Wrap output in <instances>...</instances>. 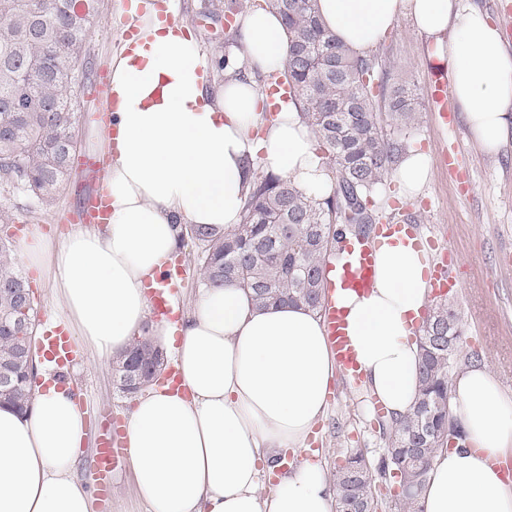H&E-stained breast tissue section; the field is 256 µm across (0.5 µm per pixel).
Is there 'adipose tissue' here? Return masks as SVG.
<instances>
[{
    "label": "adipose tissue",
    "mask_w": 512,
    "mask_h": 512,
    "mask_svg": "<svg viewBox=\"0 0 512 512\" xmlns=\"http://www.w3.org/2000/svg\"><path fill=\"white\" fill-rule=\"evenodd\" d=\"M323 25L354 55L373 50L400 18L426 42V61L448 81L454 107L484 152L512 139V52L499 28L466 0H317ZM140 36L112 60L118 154L107 169L108 223L76 227L52 243L33 234L19 252L49 269L71 334L108 359L143 325L175 345L181 390L142 397L129 417L128 458L150 512H335L336 492L318 464L302 462L266 496L258 488L279 453H300L322 416L336 361L321 317L296 305L257 308L237 282L204 288L180 324L148 323L144 288L176 245L179 224H239L249 162L291 179L310 197L332 180L294 106L264 115L255 74L279 72L288 36L278 14L237 22L233 65L244 78L211 91L195 36L148 7ZM363 383L388 414L417 396L415 331L430 300L412 240L381 239L368 292L336 288ZM463 439L437 453L421 490L424 512H512V482L497 468L512 456V393L473 366L452 382ZM87 432L67 390L35 384L22 414L0 406V512H92L74 471Z\"/></svg>",
    "instance_id": "obj_1"
}]
</instances>
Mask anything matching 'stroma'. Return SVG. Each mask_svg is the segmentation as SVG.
Wrapping results in <instances>:
<instances>
[{
	"label": "stroma",
	"mask_w": 512,
	"mask_h": 512,
	"mask_svg": "<svg viewBox=\"0 0 512 512\" xmlns=\"http://www.w3.org/2000/svg\"><path fill=\"white\" fill-rule=\"evenodd\" d=\"M168 2L173 17L190 27L212 63L211 83L222 85L225 71L219 61L236 44L232 26L226 25L223 14H209V0ZM128 8L129 0H101L100 20L87 37L95 73L110 71L112 58L122 47ZM380 50L393 65V78L405 79L419 100H426L432 70L425 64V44L407 20L398 21L387 33ZM77 95L78 151L84 154L98 147L93 122L105 110L106 101L94 96L89 87L78 90ZM410 143L429 154L433 165L429 182L409 199V209L424 232L433 235L439 246L450 248L456 257L455 270L462 287L455 302L466 335L461 356L486 364L512 388V141L498 155H485L473 143L463 120L444 126L426 111L412 129ZM453 145L461 148L457 167L469 174V187H461L439 163L441 153ZM105 178V171L93 173L74 167L69 184L44 210H30L20 200L0 196V205L9 208L13 224L20 227L15 243L27 242L35 227L48 240L61 241L78 226L85 195ZM23 273L35 295L39 315L64 321L66 313L50 273L29 267ZM66 374L86 394V419L107 414L128 419L134 401L114 386L111 362L82 345ZM374 415L373 403L361 400L359 389L347 387L341 377H334L326 410L308 438L304 459L331 474L355 451L379 458L383 440ZM92 512H149L135 493L130 465H122L114 474L111 502H93Z\"/></svg>",
	"instance_id": "stroma-1"
}]
</instances>
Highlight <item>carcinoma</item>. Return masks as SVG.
I'll use <instances>...</instances> for the list:
<instances>
[{
	"mask_svg": "<svg viewBox=\"0 0 512 512\" xmlns=\"http://www.w3.org/2000/svg\"><path fill=\"white\" fill-rule=\"evenodd\" d=\"M283 18L288 51L282 83L288 101L311 127L335 174L332 194L305 196L288 179L254 169L241 224L219 233L195 225L179 234V247L201 248L199 287L234 280L260 306L303 304L320 311L330 255L367 237L386 218L385 191L409 149L403 132L420 121L412 89L392 82L381 54L359 57L326 32L314 0H264ZM99 0H0V194L25 199L33 210L49 207L70 175L78 147L79 102L75 87L91 81L87 33L99 17ZM28 281L14 262L13 243L0 236V401L29 407L31 383L26 341L13 321H36L22 311ZM462 317L442 300L418 339V398L401 421L379 422L385 452L378 464L361 453L336 467L337 512H377L376 478L394 479L393 512H423L418 491L432 461L450 437L451 379L460 359ZM162 347L147 333L135 337L113 362L116 388L129 393V375L143 386L160 375Z\"/></svg>",
	"mask_w": 512,
	"mask_h": 512,
	"instance_id": "1",
	"label": "carcinoma"
}]
</instances>
